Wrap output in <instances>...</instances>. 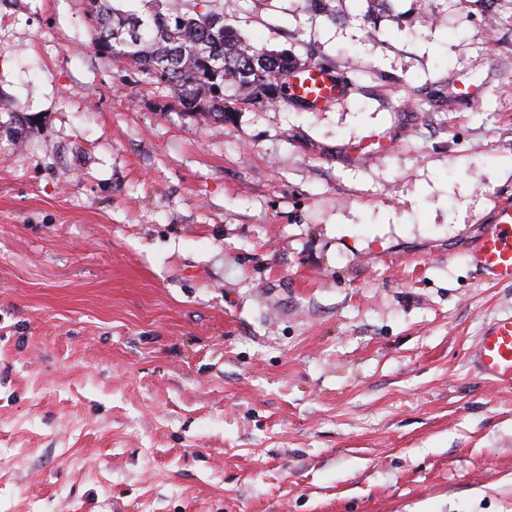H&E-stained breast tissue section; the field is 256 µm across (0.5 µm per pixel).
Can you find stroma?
Segmentation results:
<instances>
[{
	"label": "stroma",
	"instance_id": "35a3bbf8",
	"mask_svg": "<svg viewBox=\"0 0 512 512\" xmlns=\"http://www.w3.org/2000/svg\"><path fill=\"white\" fill-rule=\"evenodd\" d=\"M185 0L348 90L214 124L0 0V512H512V11ZM436 24H425L429 13ZM489 281L512 282V204H499L470 253ZM476 367L489 380L512 385V315L494 320L473 351Z\"/></svg>",
	"mask_w": 512,
	"mask_h": 512
}]
</instances>
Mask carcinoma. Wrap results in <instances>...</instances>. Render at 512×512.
I'll use <instances>...</instances> for the list:
<instances>
[{
	"label": "carcinoma",
	"instance_id": "obj_1",
	"mask_svg": "<svg viewBox=\"0 0 512 512\" xmlns=\"http://www.w3.org/2000/svg\"><path fill=\"white\" fill-rule=\"evenodd\" d=\"M142 14L123 12L112 0H86L94 21L91 43L117 61H131L169 90L171 108L222 123L234 100L275 104L288 98L287 78L307 65L287 50H267L248 41L224 12L190 14L179 0H148ZM312 15L336 22L331 0H305Z\"/></svg>",
	"mask_w": 512,
	"mask_h": 512
}]
</instances>
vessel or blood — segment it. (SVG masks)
<instances>
[{
    "mask_svg": "<svg viewBox=\"0 0 512 512\" xmlns=\"http://www.w3.org/2000/svg\"><path fill=\"white\" fill-rule=\"evenodd\" d=\"M290 95L312 104H328L343 92L342 84L316 65L290 74ZM472 263L489 281L512 282V204H499L470 251ZM474 362L489 380L512 385V315L494 320L480 336Z\"/></svg>",
    "mask_w": 512,
    "mask_h": 512,
    "instance_id": "obj_1",
    "label": "vessel or blood"
}]
</instances>
